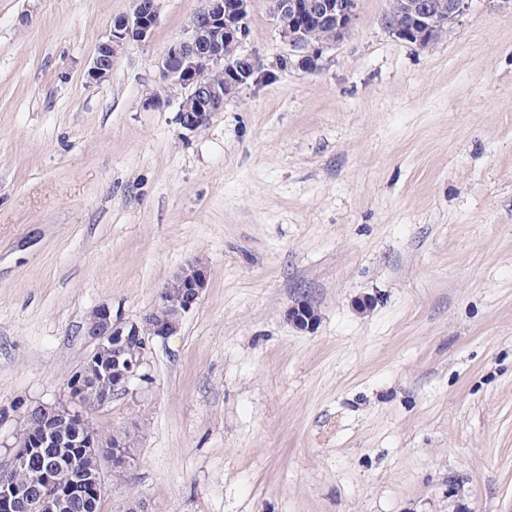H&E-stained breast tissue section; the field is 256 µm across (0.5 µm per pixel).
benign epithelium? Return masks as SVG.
Here are the masks:
<instances>
[{"label": "benign epithelium", "instance_id": "1", "mask_svg": "<svg viewBox=\"0 0 512 512\" xmlns=\"http://www.w3.org/2000/svg\"><path fill=\"white\" fill-rule=\"evenodd\" d=\"M359 0H274L276 13L288 18L279 31L288 47L284 58L288 63L309 71L320 68L319 61L329 49L341 43L351 32ZM249 0H211L204 17L193 19L184 37L173 42L160 63L167 82L183 90L178 104L177 123L190 133L209 123L215 112L249 85L256 57L246 49ZM470 0H393L394 16L390 28L400 39L420 47L436 44L442 34L469 8ZM160 21L159 0H132V10L112 21L110 29L96 48L86 77L100 83L111 69L112 58L129 42H144L151 37ZM331 27L329 40L313 41L308 29ZM235 42L237 61L224 60V39ZM200 65L223 68L233 73L224 85L199 86L194 72ZM192 275L178 270L172 279L184 288L180 306L168 309L155 304L141 321L121 322L112 319L109 308L95 309L85 324V334L94 342V350L69 378L68 398L55 404H39L31 411L42 423L41 434L31 439L27 449L18 448L8 464L0 465V512H27L36 506L43 512H76L96 508L104 494L101 463L93 467L74 464L73 449L86 455L101 448L100 438L87 431L81 415V399L94 395L100 409L107 408L115 397L135 398L138 385L148 379V343L142 337L140 322H149L153 336L174 335L183 316L198 303L207 286L210 270L201 258L187 262ZM288 320L299 330H311L317 322L312 306L302 300L288 311ZM116 450L104 455L112 469L123 473L135 467L127 444H114ZM42 448H53L51 463L41 472L25 480L16 473L27 468L29 454ZM69 471L67 481L57 479L59 472Z\"/></svg>", "mask_w": 512, "mask_h": 512}]
</instances>
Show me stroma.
<instances>
[{
  "mask_svg": "<svg viewBox=\"0 0 512 512\" xmlns=\"http://www.w3.org/2000/svg\"><path fill=\"white\" fill-rule=\"evenodd\" d=\"M198 7L161 0L91 84L132 0H0V464L27 408L66 398L90 313L138 319L201 256L136 399L94 415L137 454L123 487L103 465L101 512H512V0L427 48L359 0L315 72L277 70L280 22L249 0L276 77L185 138L159 64ZM132 3L131 12L116 16L105 39L97 45L86 73L89 83L102 82L118 51L129 42H145L159 24V0H132ZM288 320L299 330H312L317 322V315L307 301H299L288 311Z\"/></svg>",
  "mask_w": 512,
  "mask_h": 512,
  "instance_id": "stroma-1",
  "label": "stroma"
}]
</instances>
